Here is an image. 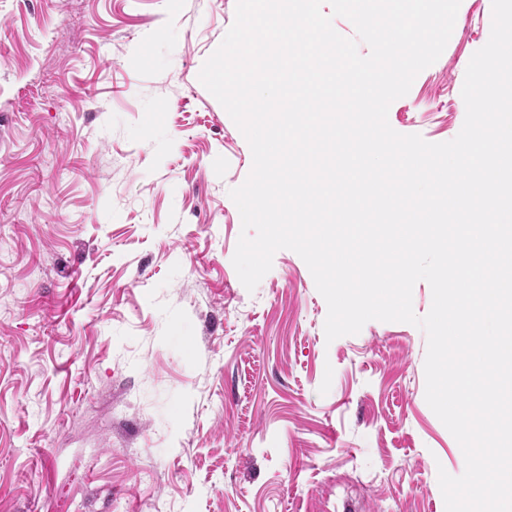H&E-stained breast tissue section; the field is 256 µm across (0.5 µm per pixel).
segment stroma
I'll list each match as a JSON object with an SVG mask.
<instances>
[{
	"mask_svg": "<svg viewBox=\"0 0 512 512\" xmlns=\"http://www.w3.org/2000/svg\"><path fill=\"white\" fill-rule=\"evenodd\" d=\"M236 0H0V512H445L425 333L327 341L294 251L232 263L245 137L199 80ZM492 0L390 126L455 138Z\"/></svg>",
	"mask_w": 512,
	"mask_h": 512,
	"instance_id": "stroma-1",
	"label": "stroma"
}]
</instances>
